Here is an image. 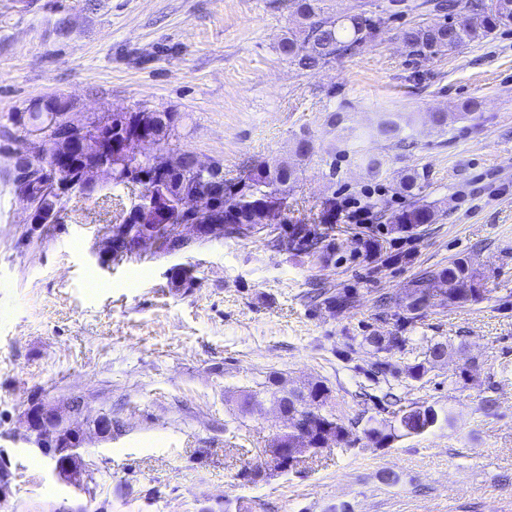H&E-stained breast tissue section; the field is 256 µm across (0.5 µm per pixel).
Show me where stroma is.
<instances>
[{"mask_svg": "<svg viewBox=\"0 0 512 512\" xmlns=\"http://www.w3.org/2000/svg\"><path fill=\"white\" fill-rule=\"evenodd\" d=\"M412 2L356 53L303 70L278 49L298 26L290 0H0V124L54 95L83 118L178 112L184 149L222 163L228 180L285 156L301 133L315 143L279 223L150 245L105 267L97 251L127 190L73 193L60 223L30 224L0 151V451L11 481L0 512H512V26L423 58L399 30L445 15ZM470 101L472 120H458ZM332 112L349 114V130L330 131ZM384 112L408 117L413 149L372 136ZM431 112L448 113L447 132L431 128ZM364 151L385 156L387 177L366 173ZM414 170L436 220L400 229L395 178ZM351 196L372 199L367 223L321 224V201ZM316 223L323 254L272 247L289 225ZM455 260L480 298L422 310L403 330L391 361L427 364L421 381L371 382L366 337L400 331L408 289ZM182 267L194 287L172 286ZM316 283L351 293L352 308L312 311ZM437 342L448 355L434 364ZM272 378L329 387L327 408L353 442L247 482L240 472L284 427L265 393ZM244 390L262 400L247 414ZM388 392L449 421L374 447L363 430L389 422ZM36 398L81 401L90 492L58 480L28 441L21 416ZM104 413L108 439L93 427Z\"/></svg>", "mask_w": 512, "mask_h": 512, "instance_id": "obj_1", "label": "stroma"}]
</instances>
